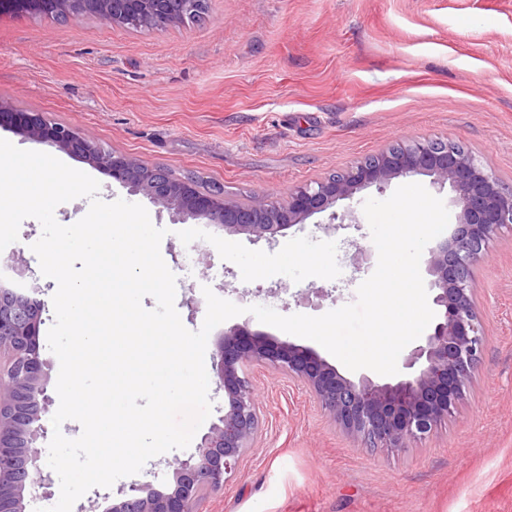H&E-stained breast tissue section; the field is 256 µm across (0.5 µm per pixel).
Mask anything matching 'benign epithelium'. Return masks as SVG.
Returning <instances> with one entry per match:
<instances>
[{
	"label": "benign epithelium",
	"mask_w": 512,
	"mask_h": 512,
	"mask_svg": "<svg viewBox=\"0 0 512 512\" xmlns=\"http://www.w3.org/2000/svg\"><path fill=\"white\" fill-rule=\"evenodd\" d=\"M205 0H0L28 4L38 13L66 18L94 17L137 31L162 30L187 21ZM10 119L23 137L55 146L88 161L134 193L146 196L176 220H204L229 234L273 239L277 233L331 208L357 190L383 187L398 177L423 174L448 184L459 208L454 232L429 251L437 321L407 355V377L379 383L368 375L351 379L313 349L278 341L264 332L234 325L224 331L213 357L224 408L195 452L168 464L171 477L157 490L134 482L118 496L95 492L103 512H198L208 492L221 489L238 472L262 425L246 367L258 365L303 383L325 414L366 448H406L430 435L452 416L480 363L484 331L473 292L472 267L502 228L512 224V187H505L461 145L438 139L391 145L323 180L296 185L287 199L256 195L232 204L221 192H202L159 165L103 150L73 129L47 122L40 112H21L0 102V122ZM42 289L0 283V512H26L35 496L49 494L52 478L40 465L37 444L54 399L49 365L42 357L40 326L46 303Z\"/></svg>",
	"instance_id": "benign-epithelium-1"
}]
</instances>
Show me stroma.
<instances>
[{"label":"stroma","instance_id":"1","mask_svg":"<svg viewBox=\"0 0 512 512\" xmlns=\"http://www.w3.org/2000/svg\"><path fill=\"white\" fill-rule=\"evenodd\" d=\"M201 22L131 32L99 19L0 12V101L42 113L104 148L163 166L240 203L283 200L399 139L461 144L512 185V0H207ZM0 139L54 155L146 206L165 229L175 307L198 330L203 287L245 307L237 324L285 339L248 309L319 316L375 270L363 212L370 186L274 240L171 215L77 156L0 126ZM33 218L0 252V280L30 287ZM485 344L456 413L425 440L363 447L300 382L248 373L262 429L237 475L198 512H512V226L473 268Z\"/></svg>","mask_w":512,"mask_h":512}]
</instances>
